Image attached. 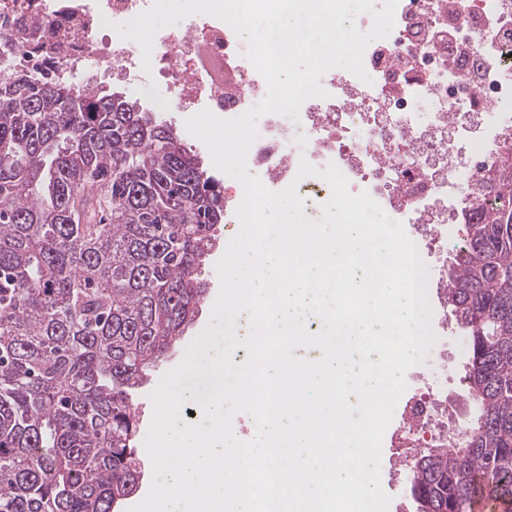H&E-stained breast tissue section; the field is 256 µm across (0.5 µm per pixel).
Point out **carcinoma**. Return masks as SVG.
I'll list each match as a JSON object with an SVG mask.
<instances>
[{"instance_id":"cac0c4a2","label":"carcinoma","mask_w":512,"mask_h":512,"mask_svg":"<svg viewBox=\"0 0 512 512\" xmlns=\"http://www.w3.org/2000/svg\"><path fill=\"white\" fill-rule=\"evenodd\" d=\"M444 300L468 330V436L412 466L418 512L512 506V141L470 188ZM224 193L137 102L38 65L0 75V512H118L132 391L206 298Z\"/></svg>"}]
</instances>
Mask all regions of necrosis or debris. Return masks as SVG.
Instances as JSON below:
<instances>
[{"label": "necrosis or debris", "instance_id": "necrosis-or-debris-1", "mask_svg": "<svg viewBox=\"0 0 512 512\" xmlns=\"http://www.w3.org/2000/svg\"><path fill=\"white\" fill-rule=\"evenodd\" d=\"M150 0H0V45L58 69L73 83L88 74L130 75L141 56L134 41L108 34ZM157 66L139 92L163 85L179 109H209L232 119L267 95L245 57L247 42L209 15L160 32ZM367 79L329 69L327 95L310 98L296 117L265 113L247 168L270 190L295 184L309 215H321L332 188L299 177L301 162L336 165L351 193L368 192L390 218L412 225L428 265V287L448 286V227L461 218L458 200L503 139L512 138V0H398L390 34L363 54ZM415 448H444L462 431L444 397L417 395L405 406Z\"/></svg>", "mask_w": 512, "mask_h": 512}]
</instances>
